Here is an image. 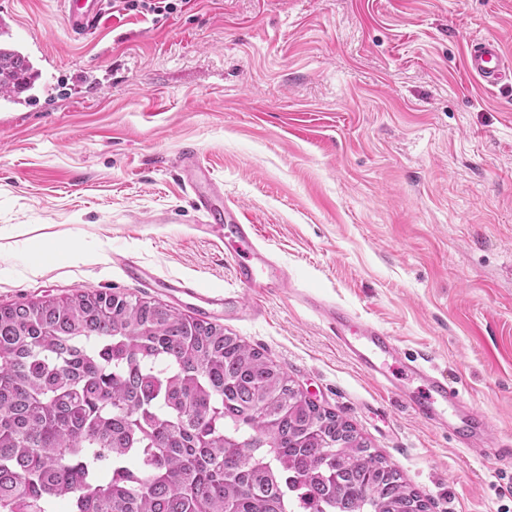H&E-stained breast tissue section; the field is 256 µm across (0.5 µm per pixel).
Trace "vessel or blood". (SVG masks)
<instances>
[{"instance_id":"obj_1","label":"vessel or blood","mask_w":512,"mask_h":512,"mask_svg":"<svg viewBox=\"0 0 512 512\" xmlns=\"http://www.w3.org/2000/svg\"><path fill=\"white\" fill-rule=\"evenodd\" d=\"M104 4L105 0H64L69 30L80 35L92 32L103 13ZM465 65L489 87L499 85L512 74V62L506 59L499 44L490 39L469 45ZM181 163L185 181L195 192L196 209L207 223L222 224L227 229L232 240L229 254L234 260L239 284L251 292L287 287V272L255 247L254 225L244 223L240 210L222 206L224 189L209 178L198 153L185 149ZM125 265L140 282L160 284L161 288L186 299L196 310L204 311L220 305L228 318L246 316L259 310L257 301H248L238 295L210 294L176 278L156 281L136 259H126ZM311 308L335 328L341 348L364 374L395 392L418 420L430 427L450 430L467 447L474 446L480 439L490 441V458L498 467L512 469V441L494 432L486 416L472 406L459 384L449 381L446 375L431 366L428 356L402 359L395 336L361 321L334 302L315 301ZM397 358L403 361V373L398 377L391 375L388 367L389 361Z\"/></svg>"}]
</instances>
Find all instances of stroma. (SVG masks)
<instances>
[{"instance_id":"1","label":"stroma","mask_w":512,"mask_h":512,"mask_svg":"<svg viewBox=\"0 0 512 512\" xmlns=\"http://www.w3.org/2000/svg\"><path fill=\"white\" fill-rule=\"evenodd\" d=\"M47 111L0 101V305L95 289L194 310L133 279L239 291L177 161L195 147L290 289L223 326L351 423L429 512H512V472L366 376L302 295L429 355L512 439V82L481 87L471 42L512 57V0H192L160 22L104 10L77 38L63 0H10ZM53 239L73 263L34 268Z\"/></svg>"}]
</instances>
